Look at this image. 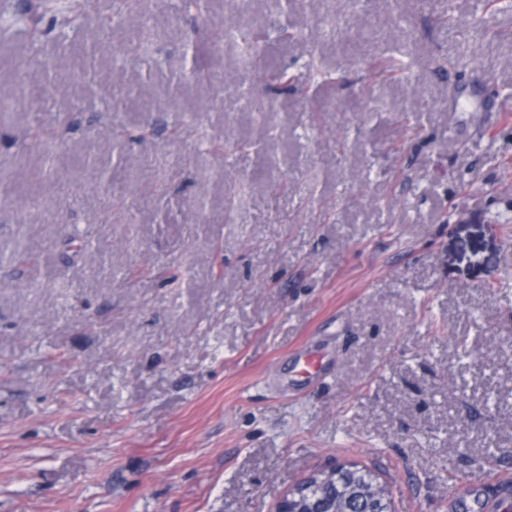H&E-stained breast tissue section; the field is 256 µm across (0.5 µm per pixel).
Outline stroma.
Wrapping results in <instances>:
<instances>
[{
  "label": "stroma",
  "mask_w": 512,
  "mask_h": 512,
  "mask_svg": "<svg viewBox=\"0 0 512 512\" xmlns=\"http://www.w3.org/2000/svg\"><path fill=\"white\" fill-rule=\"evenodd\" d=\"M13 2L44 37L0 39V512H274L348 460L399 512L459 485L478 512L512 474V10L143 0L113 26L80 0L60 45ZM229 12L308 95L225 91L261 87L195 47ZM137 43L150 66L115 64ZM388 55L408 81L370 82Z\"/></svg>",
  "instance_id": "1"
}]
</instances>
